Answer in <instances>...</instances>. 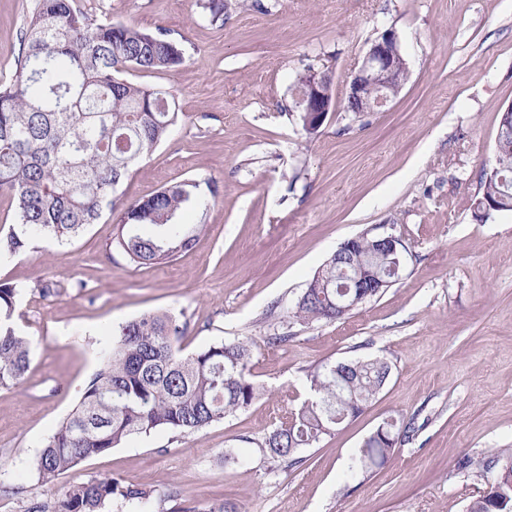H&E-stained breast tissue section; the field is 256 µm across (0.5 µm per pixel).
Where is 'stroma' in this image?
<instances>
[{"label":"stroma","instance_id":"obj_1","mask_svg":"<svg viewBox=\"0 0 512 512\" xmlns=\"http://www.w3.org/2000/svg\"><path fill=\"white\" fill-rule=\"evenodd\" d=\"M36 4L0 0L2 83L20 66ZM73 5L96 23L165 28L185 50L174 70L127 74L172 88L178 119L119 197L185 179L217 195L185 217L205 232L161 266L109 251L113 219L0 261V279L23 288L16 321L31 345L25 382L0 389V512L49 501L32 476L43 442L114 331L147 311L186 322L188 353L254 342L250 372L266 394L194 433L135 437L81 462L68 480L119 478L152 493L109 512H210L227 499L242 512H465L491 477V450L512 448V212L473 210L512 105V0H224L220 24L199 0ZM388 28L410 62L400 94L376 112L329 113L305 135L290 111L297 74H331L344 94ZM367 231L401 239L400 278L345 319L293 322L315 272ZM372 356L391 374L361 415L302 449L300 466L263 456L264 434L306 396V369ZM390 415L411 423L412 439L385 465L350 472Z\"/></svg>","mask_w":512,"mask_h":512}]
</instances>
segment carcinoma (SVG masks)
Masks as SVG:
<instances>
[{
    "label": "carcinoma",
    "mask_w": 512,
    "mask_h": 512,
    "mask_svg": "<svg viewBox=\"0 0 512 512\" xmlns=\"http://www.w3.org/2000/svg\"><path fill=\"white\" fill-rule=\"evenodd\" d=\"M23 59L0 88V195L15 205L16 226L0 234V260L21 255L38 239L65 244L120 209L111 246L131 264L165 263L206 229L182 214L209 205L200 183L185 179L150 197L124 203L118 185L148 157L176 123L175 95L122 78L138 69L169 71L183 63L180 42L166 30L94 24L72 0H39L23 33ZM512 211V120L501 116L495 163L483 175L475 208ZM361 235L355 253L331 255L307 284L289 318L334 322L379 290L356 287L350 264L382 259ZM22 287L0 280V389L22 385L30 346L14 320ZM185 327L168 312H147L113 333L100 368L79 402L44 442L35 463L37 485L54 489L40 512H104L114 500L146 502L151 492L116 479L58 484L83 460L160 430L190 433L246 409L265 390L251 378L248 343H215L183 353ZM391 372L383 358L353 359L306 372L310 397L258 447L274 461L298 463L302 448L336 430V417L360 415ZM409 438V426L388 417L360 448L354 464L382 465ZM501 468L467 512H512V448L489 461Z\"/></svg>",
    "instance_id": "cac0c4a2"
}]
</instances>
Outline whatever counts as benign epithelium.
<instances>
[{
  "mask_svg": "<svg viewBox=\"0 0 512 512\" xmlns=\"http://www.w3.org/2000/svg\"><path fill=\"white\" fill-rule=\"evenodd\" d=\"M401 53V42L396 32L391 29L383 32L355 62L346 80L345 98L355 104H366L368 112L387 106L394 99L389 88L390 74L396 56ZM332 85L330 76L313 74L311 87L318 107L323 111L341 107V104L335 103ZM377 247L395 254L390 270L392 276H399L402 268L401 240L392 234L381 235ZM354 281L362 286L382 288L386 285L387 276L377 267L360 266L355 268Z\"/></svg>",
  "mask_w": 512,
  "mask_h": 512,
  "instance_id": "7a95c632",
  "label": "benign epithelium"
}]
</instances>
